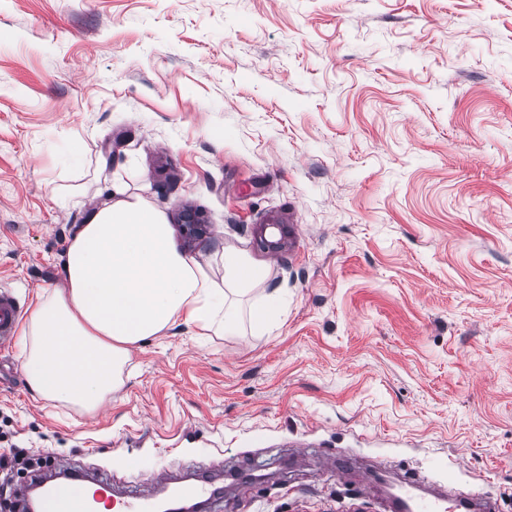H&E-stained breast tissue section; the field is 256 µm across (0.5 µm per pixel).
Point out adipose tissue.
Returning a JSON list of instances; mask_svg holds the SVG:
<instances>
[{"label":"adipose tissue","instance_id":"adipose-tissue-1","mask_svg":"<svg viewBox=\"0 0 512 512\" xmlns=\"http://www.w3.org/2000/svg\"><path fill=\"white\" fill-rule=\"evenodd\" d=\"M223 281L180 253L162 215L137 201L95 212L66 250L65 285L41 300L17 340L31 388L42 397L100 409L119 386L130 345L177 323L230 331L232 293L263 278L224 252Z\"/></svg>","mask_w":512,"mask_h":512}]
</instances>
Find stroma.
<instances>
[{"label":"stroma","mask_w":512,"mask_h":512,"mask_svg":"<svg viewBox=\"0 0 512 512\" xmlns=\"http://www.w3.org/2000/svg\"><path fill=\"white\" fill-rule=\"evenodd\" d=\"M120 200L213 279L236 251L264 272L245 305L281 307L131 346L92 417L0 348V454L143 496L165 470L260 475L225 482L236 512H383L378 464L512 512V0H0V290L22 322Z\"/></svg>","instance_id":"35a3bbf8"}]
</instances>
